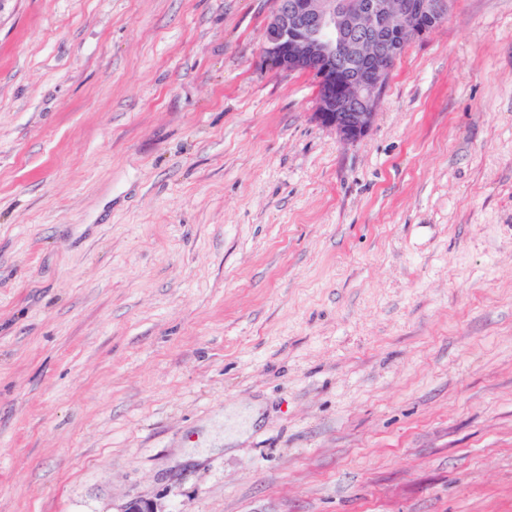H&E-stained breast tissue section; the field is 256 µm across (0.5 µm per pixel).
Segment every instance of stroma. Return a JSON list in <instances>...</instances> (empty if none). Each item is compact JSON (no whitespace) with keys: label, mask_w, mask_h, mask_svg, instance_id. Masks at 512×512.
<instances>
[{"label":"stroma","mask_w":512,"mask_h":512,"mask_svg":"<svg viewBox=\"0 0 512 512\" xmlns=\"http://www.w3.org/2000/svg\"><path fill=\"white\" fill-rule=\"evenodd\" d=\"M272 0H0V512H512V0L370 132Z\"/></svg>","instance_id":"stroma-1"}]
</instances>
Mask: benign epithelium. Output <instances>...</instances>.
I'll list each match as a JSON object with an SVG mask.
<instances>
[{"label":"benign epithelium","instance_id":"obj_1","mask_svg":"<svg viewBox=\"0 0 512 512\" xmlns=\"http://www.w3.org/2000/svg\"><path fill=\"white\" fill-rule=\"evenodd\" d=\"M451 0H273L261 46L286 72L318 75L313 118L346 143L372 128L397 58L448 17Z\"/></svg>","mask_w":512,"mask_h":512}]
</instances>
